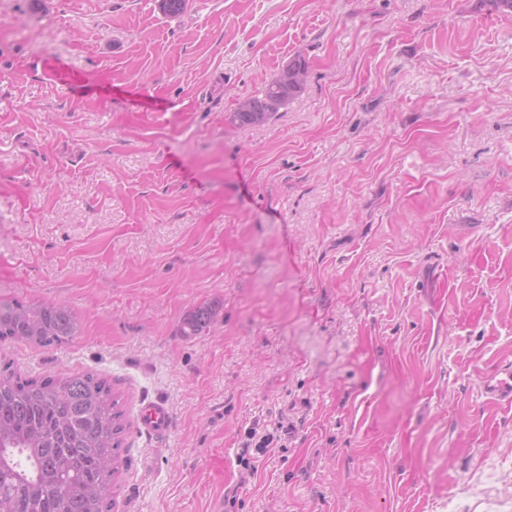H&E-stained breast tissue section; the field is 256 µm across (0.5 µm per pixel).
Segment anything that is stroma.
<instances>
[{"label": "stroma", "mask_w": 512, "mask_h": 512, "mask_svg": "<svg viewBox=\"0 0 512 512\" xmlns=\"http://www.w3.org/2000/svg\"><path fill=\"white\" fill-rule=\"evenodd\" d=\"M298 56L301 95L235 122ZM0 299L81 324L0 342V371L120 393L112 512H512V411L484 392L512 359V14L0 0ZM219 310L216 304L199 306L190 311L184 318L182 332L187 336L200 334L213 321ZM141 421L145 431L166 435L171 425L169 409L163 402H148L142 408ZM271 434L260 435L257 428H251L247 433V439L242 443L239 454V463L252 474L257 473L258 468L267 453L272 442Z\"/></svg>", "instance_id": "stroma-1"}]
</instances>
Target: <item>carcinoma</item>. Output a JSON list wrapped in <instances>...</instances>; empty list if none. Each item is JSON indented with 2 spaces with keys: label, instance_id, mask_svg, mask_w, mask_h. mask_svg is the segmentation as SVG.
<instances>
[{
  "label": "carcinoma",
  "instance_id": "1",
  "mask_svg": "<svg viewBox=\"0 0 512 512\" xmlns=\"http://www.w3.org/2000/svg\"><path fill=\"white\" fill-rule=\"evenodd\" d=\"M308 65L294 58L236 109L241 125L263 123L303 90ZM219 310L199 306L184 318L200 334ZM80 334L65 304L0 300V341L60 347ZM125 413L108 380L91 372L65 378L0 373V512H111L120 472Z\"/></svg>",
  "mask_w": 512,
  "mask_h": 512
}]
</instances>
